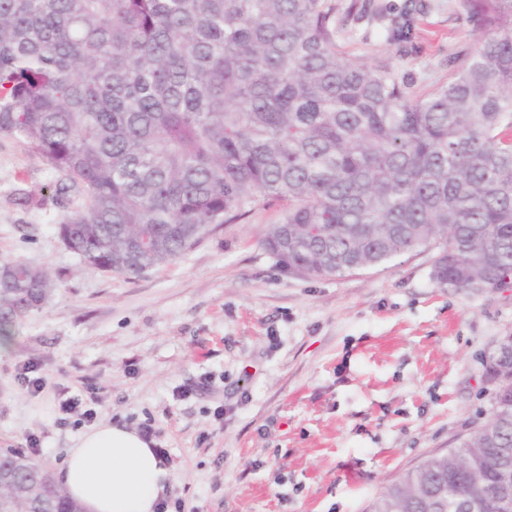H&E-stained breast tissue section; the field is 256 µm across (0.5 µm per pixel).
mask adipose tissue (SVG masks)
<instances>
[{"label": "adipose tissue", "instance_id": "adipose-tissue-1", "mask_svg": "<svg viewBox=\"0 0 512 512\" xmlns=\"http://www.w3.org/2000/svg\"><path fill=\"white\" fill-rule=\"evenodd\" d=\"M170 475L137 430L105 421L79 435L59 482L86 512H156Z\"/></svg>", "mask_w": 512, "mask_h": 512}]
</instances>
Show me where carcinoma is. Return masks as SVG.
<instances>
[{
  "instance_id": "1",
  "label": "carcinoma",
  "mask_w": 512,
  "mask_h": 512,
  "mask_svg": "<svg viewBox=\"0 0 512 512\" xmlns=\"http://www.w3.org/2000/svg\"><path fill=\"white\" fill-rule=\"evenodd\" d=\"M462 7L495 35L417 97L337 50L331 0H0V134L78 197L58 236L105 272L166 265L277 201L262 242L291 273L341 277L432 245L439 286L498 290L512 281V0ZM413 13L377 19L407 44ZM52 292L45 270L1 262L0 338ZM485 375L489 421L370 512H504L512 355ZM0 467L15 512H85L23 451L1 448Z\"/></svg>"
}]
</instances>
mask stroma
I'll use <instances>...</instances> for the list:
<instances>
[{"mask_svg": "<svg viewBox=\"0 0 512 512\" xmlns=\"http://www.w3.org/2000/svg\"><path fill=\"white\" fill-rule=\"evenodd\" d=\"M403 2L335 0L336 45L387 63L425 96L478 29L461 0H415V38L400 48L374 13ZM353 4L359 16H348ZM55 181L0 135V261L41 268L56 285L0 354V448L56 473L77 434L108 420L163 451L179 512H367L488 419L483 358L512 333V288L439 287L432 248L341 277L289 273L261 243L284 216L276 202L168 265L113 274L61 243L69 210ZM22 189L39 205H22ZM26 364L46 381L39 391L18 381ZM69 397L92 421L61 411Z\"/></svg>", "mask_w": 512, "mask_h": 512, "instance_id": "stroma-1", "label": "stroma"}]
</instances>
